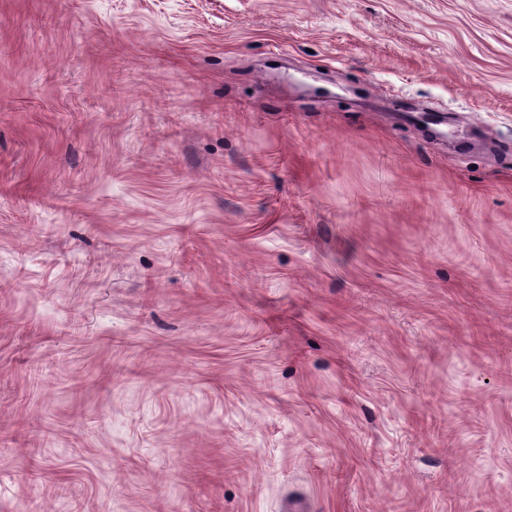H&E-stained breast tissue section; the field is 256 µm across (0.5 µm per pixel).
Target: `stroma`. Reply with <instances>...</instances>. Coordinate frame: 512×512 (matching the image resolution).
I'll return each mask as SVG.
<instances>
[{
	"label": "stroma",
	"instance_id": "35a3bbf8",
	"mask_svg": "<svg viewBox=\"0 0 512 512\" xmlns=\"http://www.w3.org/2000/svg\"><path fill=\"white\" fill-rule=\"evenodd\" d=\"M294 495L512 512V0H0V512Z\"/></svg>",
	"mask_w": 512,
	"mask_h": 512
}]
</instances>
